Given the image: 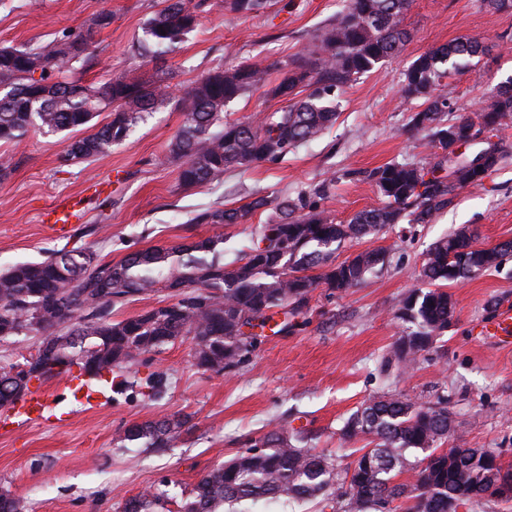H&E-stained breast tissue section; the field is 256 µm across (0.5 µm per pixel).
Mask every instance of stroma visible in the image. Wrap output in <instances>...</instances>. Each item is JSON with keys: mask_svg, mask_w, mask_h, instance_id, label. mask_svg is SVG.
I'll list each match as a JSON object with an SVG mask.
<instances>
[{"mask_svg": "<svg viewBox=\"0 0 512 512\" xmlns=\"http://www.w3.org/2000/svg\"><path fill=\"white\" fill-rule=\"evenodd\" d=\"M162 0H0V47H49L64 35L96 29L92 63L83 83L124 73L150 78L154 62L138 55L144 28ZM345 0H270L241 15L224 0H205L201 24L164 54L172 77L169 95L123 143L95 161H63L61 136L28 132L0 143L12 166L0 178V269L41 259L50 250L86 249L119 261L157 245L220 235L224 261H237L253 234L274 214L275 202L319 185L322 207L336 223L380 206L382 197L363 171L393 162L434 163L439 151L425 133L410 129L402 103L404 75L421 54L457 38L483 42L487 54L443 79L451 103L480 111L500 83L512 77V8L485 0H413L405 25L410 39L393 58L358 78L341 99L335 125L275 161L226 170L213 181L186 188L169 145L184 121L182 100L215 67L268 65L267 85L280 67L303 51L343 10ZM264 88L226 107V119L251 122L282 109ZM496 145L499 165L481 183L462 189L428 224L408 220L377 236L345 242L337 260L367 248L382 249V267L346 294L319 287L287 332L258 338L249 358L213 373L196 366L195 342L184 337L126 372V387L93 408L74 406L68 423H30L0 433V493L23 499L29 512H122L126 499L159 492L154 512H180L200 476L245 450L270 429L298 430L308 445L346 469L365 439L344 441L341 429L373 397L398 395L417 403L446 398L458 425L455 436L470 448L501 453L512 463V350L486 344L479 330L504 301H512V256L499 266L449 286L455 314L416 369L402 373L391 359L406 328L396 312L429 248L466 227L482 246L512 240V126L483 134L479 147ZM66 196L80 198L84 223L64 238L50 235L42 214ZM263 197L268 207L241 224H196L195 213L240 208ZM162 379L161 393L150 380ZM180 417L184 425L169 447L122 446L117 434L147 421Z\"/></svg>", "mask_w": 512, "mask_h": 512, "instance_id": "obj_1", "label": "stroma"}]
</instances>
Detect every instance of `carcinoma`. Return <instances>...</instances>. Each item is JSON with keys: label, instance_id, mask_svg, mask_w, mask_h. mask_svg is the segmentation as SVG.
<instances>
[{"label": "carcinoma", "instance_id": "cac0c4a2", "mask_svg": "<svg viewBox=\"0 0 512 512\" xmlns=\"http://www.w3.org/2000/svg\"><path fill=\"white\" fill-rule=\"evenodd\" d=\"M412 0H346L344 10L317 35L313 46L288 64L235 69L216 67L201 76L183 99L185 119L169 153L180 162L184 187L224 175L228 167L275 160L317 138L336 122L339 95L361 75L399 53L408 32L404 20ZM204 0H171L146 24L139 56L156 59L162 50L194 31ZM110 22L101 15L86 30L66 36L51 48L1 47L0 142L20 140L30 129L68 133L64 160L104 156L121 144L130 129L151 116L166 99L164 79L150 87L125 74L99 85H79L69 75L92 61L94 29ZM486 52L468 38L432 48L418 56L405 74L403 98L422 100L412 115L415 129L431 137L442 159L430 166L389 163L361 172L378 187L383 204L357 212L348 223H334L320 200L326 185L276 205V217L255 233L240 263L224 267V237L188 244L156 246L126 255L114 264L85 250H56L35 262L17 263L0 272V340L39 336L36 353L0 364V408L30 391L32 379L61 377L73 366L98 378L114 369H130L160 347L190 336L198 367L215 373L240 365L265 331L288 330L286 315L299 312L319 286L345 293L361 285L384 263L379 248L366 249L338 263L342 243L363 239L409 218L429 224L458 191L483 180L501 160L496 147L474 153L459 144L512 123V78L498 86L479 113L450 108L435 94L448 74ZM271 69L280 81L268 89L286 109L260 122L224 120V107L264 86ZM457 112L451 122L443 114ZM109 113L103 124L94 123ZM85 130L87 134L76 136ZM482 159L477 178L467 173ZM268 206L257 198L247 208H216L198 213L193 224H239L248 213ZM468 229L437 241L420 271V286L410 290L397 317L415 329L400 337L392 356L410 371L448 329L455 305L445 286L499 265L512 242L474 248ZM168 292L171 301L120 321L112 310L148 292ZM448 403L420 405L399 396L363 402L344 422L345 441L372 437L374 446L339 477L335 461L304 444L298 435L273 429L249 448L204 473L180 512H232L258 502H312L343 512H391L406 498L405 512H471L490 497L512 502V466L501 454L462 443L448 448L454 425ZM184 425L180 419L126 427L119 442L165 448ZM424 453L419 461L416 454ZM409 474L408 485L395 482ZM155 494L127 499L123 512H152Z\"/></svg>", "mask_w": 512, "mask_h": 512}]
</instances>
